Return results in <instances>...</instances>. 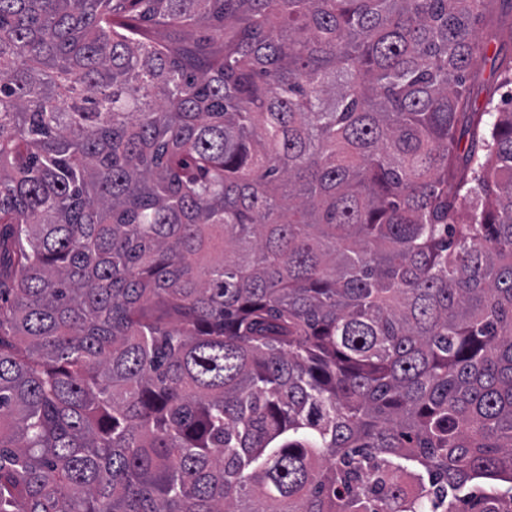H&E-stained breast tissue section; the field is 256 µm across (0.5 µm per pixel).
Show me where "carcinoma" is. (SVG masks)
I'll use <instances>...</instances> for the list:
<instances>
[{
	"label": "carcinoma",
	"instance_id": "obj_1",
	"mask_svg": "<svg viewBox=\"0 0 512 512\" xmlns=\"http://www.w3.org/2000/svg\"><path fill=\"white\" fill-rule=\"evenodd\" d=\"M477 19L512 40V0H0V512H512Z\"/></svg>",
	"mask_w": 512,
	"mask_h": 512
}]
</instances>
